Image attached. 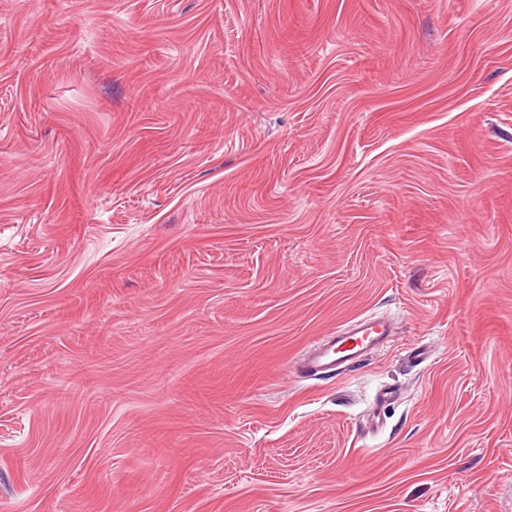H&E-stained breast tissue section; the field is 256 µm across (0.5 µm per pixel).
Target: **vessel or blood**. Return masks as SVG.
<instances>
[{
    "label": "vessel or blood",
    "instance_id": "obj_1",
    "mask_svg": "<svg viewBox=\"0 0 512 512\" xmlns=\"http://www.w3.org/2000/svg\"><path fill=\"white\" fill-rule=\"evenodd\" d=\"M393 333L388 321L370 316L320 337L299 361L312 376L336 374L368 359Z\"/></svg>",
    "mask_w": 512,
    "mask_h": 512
}]
</instances>
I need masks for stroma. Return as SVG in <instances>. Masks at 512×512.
Returning <instances> with one entry per match:
<instances>
[{
  "label": "stroma",
  "mask_w": 512,
  "mask_h": 512,
  "mask_svg": "<svg viewBox=\"0 0 512 512\" xmlns=\"http://www.w3.org/2000/svg\"><path fill=\"white\" fill-rule=\"evenodd\" d=\"M0 512H512V0H0ZM393 329L388 321L370 316L320 337L299 361V369L310 376L337 374L368 359Z\"/></svg>",
  "instance_id": "1"
}]
</instances>
